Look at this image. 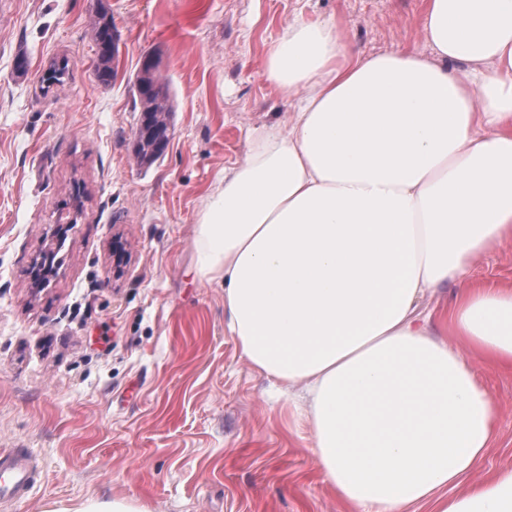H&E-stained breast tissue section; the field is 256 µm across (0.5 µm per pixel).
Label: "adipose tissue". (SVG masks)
Returning <instances> with one entry per match:
<instances>
[{
    "instance_id": "adipose-tissue-1",
    "label": "adipose tissue",
    "mask_w": 512,
    "mask_h": 512,
    "mask_svg": "<svg viewBox=\"0 0 512 512\" xmlns=\"http://www.w3.org/2000/svg\"><path fill=\"white\" fill-rule=\"evenodd\" d=\"M424 3L425 52L366 55L334 21L289 22L266 66L289 127L250 128L204 196L196 269L341 501L512 512V464L440 495L495 431L471 357L512 368V285L468 277L512 239V0ZM448 291L433 328L422 300Z\"/></svg>"
}]
</instances>
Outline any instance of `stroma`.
Segmentation results:
<instances>
[{"instance_id": "obj_1", "label": "stroma", "mask_w": 512, "mask_h": 512, "mask_svg": "<svg viewBox=\"0 0 512 512\" xmlns=\"http://www.w3.org/2000/svg\"><path fill=\"white\" fill-rule=\"evenodd\" d=\"M108 11L118 74L95 78L90 24ZM424 0H0V453L38 468L0 512H356L312 460L278 383L224 329V290L196 269L204 195L248 129L287 125L266 53L298 14L367 54L426 50ZM153 57L170 142L141 160L135 85ZM67 61L64 76L42 74ZM512 283V240L473 263ZM498 403L479 481L512 462V372L473 360ZM470 482L444 489L455 498ZM72 512H142V510L127 501L89 499Z\"/></svg>"}]
</instances>
